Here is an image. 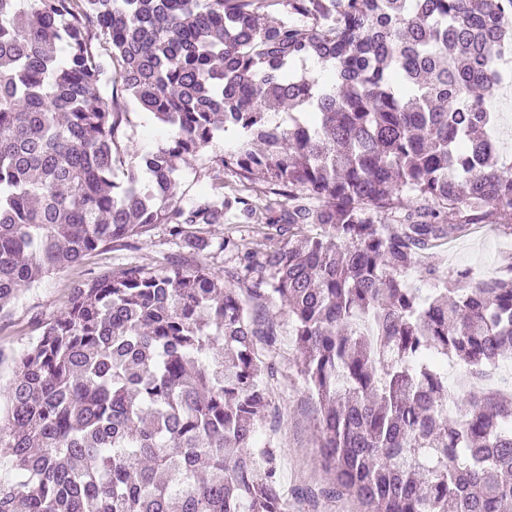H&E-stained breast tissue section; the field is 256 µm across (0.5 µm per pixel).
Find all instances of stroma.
<instances>
[{
	"label": "stroma",
	"instance_id": "1",
	"mask_svg": "<svg viewBox=\"0 0 512 512\" xmlns=\"http://www.w3.org/2000/svg\"><path fill=\"white\" fill-rule=\"evenodd\" d=\"M234 139L222 134L201 152L190 165L184 166L178 191L188 197L201 192L206 184L204 169L232 148ZM265 224H245L234 217L223 223L203 227L202 234L211 243L199 254V261L221 271L235 267L234 253L221 250L225 237H232L245 247L257 252L265 251L269 242ZM512 254V223L481 224L466 235L442 240L434 248L432 260L451 271L469 269L474 275H497L503 270L504 256ZM188 253L179 249L165 226H157L149 235L132 241L130 245L108 246L88 256L81 264L49 274L40 281L23 287L11 311L0 318V385H5L12 374L13 361L38 337L39 324L56 315L68 301L72 286L80 281L97 277L106 271H118L127 265L153 270L170 261H189ZM279 331L282 336L281 356L277 364V377L272 384V398L288 419L274 442L283 464V480L289 493L291 512H357L352 499L320 500L310 507L299 497L300 489L322 483L325 473L319 457L316 440L317 404L311 400L296 373L293 358L296 344L291 337V325L285 311H278Z\"/></svg>",
	"mask_w": 512,
	"mask_h": 512
}]
</instances>
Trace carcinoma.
Masks as SVG:
<instances>
[{
	"instance_id": "carcinoma-1",
	"label": "carcinoma",
	"mask_w": 512,
	"mask_h": 512,
	"mask_svg": "<svg viewBox=\"0 0 512 512\" xmlns=\"http://www.w3.org/2000/svg\"><path fill=\"white\" fill-rule=\"evenodd\" d=\"M512 0H0V314L19 291L154 227L257 208L288 241L215 271L81 281L14 360L0 512H288L271 406L277 316L318 405L326 481L360 512H512V399L452 397L439 362L512 353V277L436 265L432 241L512 217L488 106L512 77ZM318 60L325 73L307 64ZM128 104L165 128L121 145ZM236 146L187 198L184 166ZM234 146V138L228 134H220L201 152L200 156L190 165L183 167L178 191L187 197L196 196L206 185L203 176L204 167L214 164V161L224 156V151Z\"/></svg>"
}]
</instances>
